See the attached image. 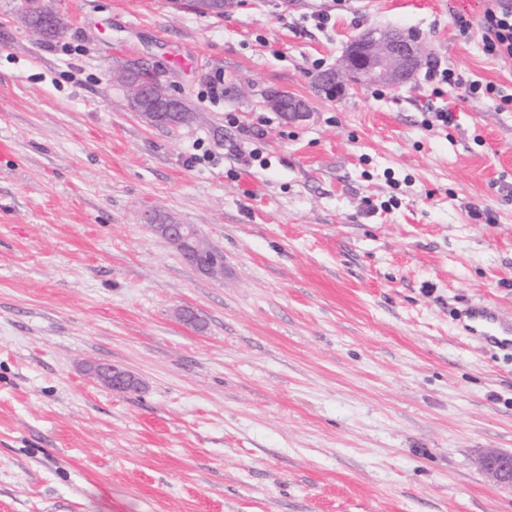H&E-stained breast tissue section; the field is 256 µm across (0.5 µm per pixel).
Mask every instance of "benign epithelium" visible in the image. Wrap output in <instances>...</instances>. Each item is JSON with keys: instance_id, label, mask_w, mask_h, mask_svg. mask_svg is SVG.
Listing matches in <instances>:
<instances>
[{"instance_id": "benign-epithelium-1", "label": "benign epithelium", "mask_w": 512, "mask_h": 512, "mask_svg": "<svg viewBox=\"0 0 512 512\" xmlns=\"http://www.w3.org/2000/svg\"><path fill=\"white\" fill-rule=\"evenodd\" d=\"M30 11L40 15L45 26L61 23L60 15L46 7L42 0H34ZM423 53V45L418 41L405 40L392 31H367L349 44L337 67L325 71L322 80L340 88L344 86V79L351 76L363 84L402 88L414 81ZM125 87L131 110L145 120L170 126L185 125L191 121L183 101L168 92L159 79L134 80ZM283 99V94L271 92L265 95L264 103L287 119L302 117L304 106L291 99L285 106ZM156 234L180 255H185L187 225L165 224ZM89 368L99 383L115 392L128 393L140 388L139 378L121 366L92 362ZM480 466L498 483L512 486V453L489 451L481 457Z\"/></svg>"}]
</instances>
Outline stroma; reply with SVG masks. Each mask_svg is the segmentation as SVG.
I'll return each mask as SVG.
<instances>
[{
	"mask_svg": "<svg viewBox=\"0 0 512 512\" xmlns=\"http://www.w3.org/2000/svg\"><path fill=\"white\" fill-rule=\"evenodd\" d=\"M48 2L66 32L42 39L0 0V512H512L479 465L512 453V353L459 320L512 321V57L483 50L486 0ZM394 28L461 84L318 87ZM131 63L195 123L132 112ZM283 93H269L265 95L264 103L265 106L270 108L275 112L281 113L286 119H298L302 117L303 112H305L304 106L300 104L293 103V100L289 98L288 100V109L283 105ZM158 224H164L161 230L154 229L156 234L172 245L179 254L184 258L186 245L188 240L187 225L186 224H166V219L155 218ZM186 260L192 264L200 265L202 261L189 251ZM89 368L95 379L112 391L128 393L140 388L139 378L121 366L92 362L89 364Z\"/></svg>",
	"mask_w": 512,
	"mask_h": 512,
	"instance_id": "35a3bbf8",
	"label": "stroma"
}]
</instances>
